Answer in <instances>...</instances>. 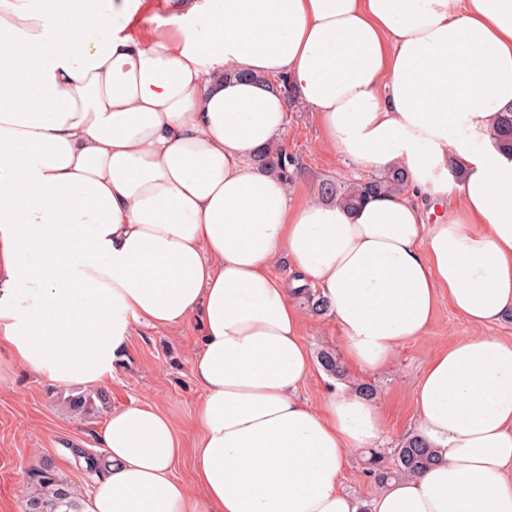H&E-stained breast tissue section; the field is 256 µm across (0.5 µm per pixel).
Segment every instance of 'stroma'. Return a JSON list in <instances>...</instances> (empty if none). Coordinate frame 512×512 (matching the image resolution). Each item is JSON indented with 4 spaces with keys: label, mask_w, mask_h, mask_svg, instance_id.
<instances>
[{
    "label": "stroma",
    "mask_w": 512,
    "mask_h": 512,
    "mask_svg": "<svg viewBox=\"0 0 512 512\" xmlns=\"http://www.w3.org/2000/svg\"><path fill=\"white\" fill-rule=\"evenodd\" d=\"M278 142L296 160L290 178L294 199L319 195L325 182L343 185L379 176L378 171L324 147L314 115L297 100L289 102L288 124ZM295 301L306 317L301 339L311 354L328 351L345 359L341 333L330 315L312 312L304 295H296ZM471 333L470 326L444 303L427 333L403 344L382 370L366 373L349 368L338 378L320 363H313L300 390L310 406H320L332 392L354 393L368 384L374 390V403L384 411L382 441L374 451H353L342 475L344 487L362 501H369L379 489L369 472L370 456L379 455L384 466H393L394 450L412 428L415 391L426 361L439 348ZM200 336L194 320L173 331L140 327L129 338L111 377L83 389L58 387L48 378L28 372L0 349V512H23L34 489L32 472L45 463L67 484L88 493L94 478L84 472L76 451H96L95 432L112 410L133 403L154 404L175 420L186 437H193L192 416L201 391L192 378L190 359ZM81 394L92 398L93 406L76 414L69 404Z\"/></svg>",
    "instance_id": "stroma-1"
}]
</instances>
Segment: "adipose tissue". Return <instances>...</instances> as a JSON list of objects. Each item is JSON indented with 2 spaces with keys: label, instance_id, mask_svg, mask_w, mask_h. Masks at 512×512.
I'll return each mask as SVG.
<instances>
[{
  "label": "adipose tissue",
  "instance_id": "adipose-tissue-1",
  "mask_svg": "<svg viewBox=\"0 0 512 512\" xmlns=\"http://www.w3.org/2000/svg\"><path fill=\"white\" fill-rule=\"evenodd\" d=\"M291 94L405 190L293 204L256 165ZM511 106L512 0H0V347L91 387L137 327L202 326L192 450L151 404L112 411L81 512H512V342L479 333L512 313V155L490 138ZM309 284L364 372L440 302L476 330L417 384L435 462L366 507L341 474L381 409L301 400Z\"/></svg>",
  "mask_w": 512,
  "mask_h": 512
}]
</instances>
